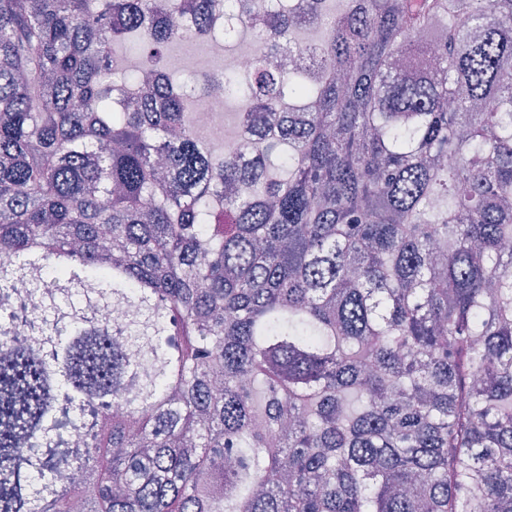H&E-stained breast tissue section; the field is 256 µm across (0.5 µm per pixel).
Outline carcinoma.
I'll return each mask as SVG.
<instances>
[{"label": "carcinoma", "mask_w": 512, "mask_h": 512, "mask_svg": "<svg viewBox=\"0 0 512 512\" xmlns=\"http://www.w3.org/2000/svg\"><path fill=\"white\" fill-rule=\"evenodd\" d=\"M324 2L0 0V512H512V0ZM254 49H257V45L253 40L241 39L236 44L235 51L232 47L227 46L225 53L217 59L213 57L206 43L199 41L178 42L168 47L166 60L169 69L178 74L186 71L200 73L230 69L232 61L233 70L246 77L249 73V60ZM199 105L195 112H199V127L209 138L224 135H233L236 131L235 113L238 112L240 101H227L220 96L219 98H206L204 93H199ZM226 105V112H225ZM224 125V130H223ZM224 154L240 156L247 152V144L241 136H224Z\"/></svg>", "instance_id": "obj_1"}]
</instances>
